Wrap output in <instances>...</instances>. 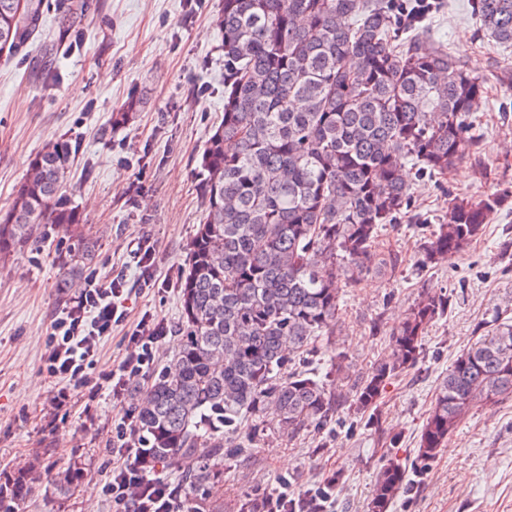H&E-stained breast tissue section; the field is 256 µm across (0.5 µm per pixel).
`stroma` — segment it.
Masks as SVG:
<instances>
[{
    "mask_svg": "<svg viewBox=\"0 0 512 512\" xmlns=\"http://www.w3.org/2000/svg\"><path fill=\"white\" fill-rule=\"evenodd\" d=\"M81 41L68 45L49 0L41 28L24 54L0 58V210L7 209L43 144L66 136L79 144L68 195L99 243L90 266L101 282L123 280L127 321L100 343L96 371L127 354L125 333L143 315L176 325L186 245L203 220L198 161L224 115V53L215 25L221 0H89ZM427 23L436 40L485 74L512 68V49L483 38L469 0H443ZM140 107L123 126L112 114L130 97ZM481 140L471 159L443 180L413 179V205L379 238L394 270L345 289L341 331L318 342L308 359L325 376L331 351L355 375L387 354L391 333L418 294L449 297L432 321L417 365L394 377L372 423L346 410L323 427L255 444L224 460V481L210 489L223 512L334 481L330 512H368L387 455L415 456L422 421L456 355L512 317V204L453 260L421 266L422 247L445 217L448 193L478 197L512 185V89L489 85L473 107ZM149 247L158 286L142 287L131 241ZM67 242L52 236L0 262V483L31 470L19 512H112L101 492L112 477V427L133 406L129 396L71 387L44 370L45 339L69 295L56 281ZM71 469L68 493L55 475ZM391 512H512V397L471 408L438 457L415 477Z\"/></svg>",
    "mask_w": 512,
    "mask_h": 512,
    "instance_id": "1",
    "label": "stroma"
}]
</instances>
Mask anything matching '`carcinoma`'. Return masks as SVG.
<instances>
[{
  "label": "carcinoma",
  "instance_id": "cac0c4a2",
  "mask_svg": "<svg viewBox=\"0 0 512 512\" xmlns=\"http://www.w3.org/2000/svg\"><path fill=\"white\" fill-rule=\"evenodd\" d=\"M480 28L512 48V0H471ZM88 0L66 4L62 31L76 32ZM46 0H0V49L24 52ZM224 49V116L200 159L203 223L187 246L181 336L170 364L139 398L131 393L146 448V473L182 460L177 489L197 492L224 476L274 429L294 435L343 405L363 418L389 379L419 361L429 323L449 300L422 294L394 328L387 355L352 378L331 357L336 382L304 367L321 336H335L343 291L372 269L381 231L410 210L407 164L443 179L472 151L470 114L488 77L435 41L403 27L387 0H223L216 19ZM79 144L48 141L32 159L10 209L0 214V258L61 229L67 251L56 287L85 282L93 244L67 188ZM512 198L506 186L478 199L448 195V221L424 243L421 263L460 253ZM512 396V320L463 350L439 384L410 464L381 466L371 512H388L448 443L476 403ZM24 477L0 486L10 512ZM308 490L285 512H323Z\"/></svg>",
  "mask_w": 512,
  "mask_h": 512
}]
</instances>
